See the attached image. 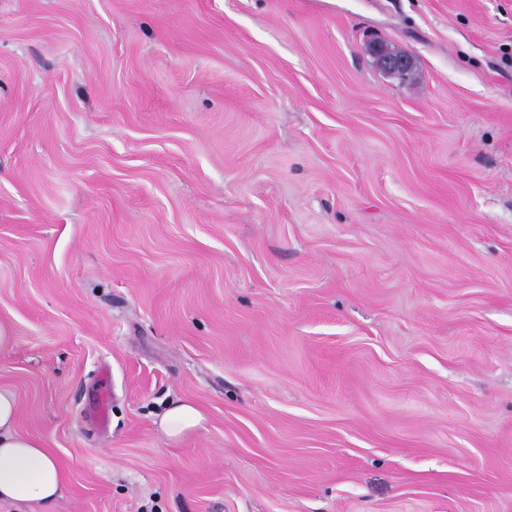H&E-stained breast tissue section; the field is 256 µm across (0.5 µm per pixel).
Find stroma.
I'll return each mask as SVG.
<instances>
[{"instance_id":"obj_1","label":"stroma","mask_w":512,"mask_h":512,"mask_svg":"<svg viewBox=\"0 0 512 512\" xmlns=\"http://www.w3.org/2000/svg\"><path fill=\"white\" fill-rule=\"evenodd\" d=\"M0 321L52 512H512V0H0ZM368 51L377 67L389 75L404 77L413 71V58L403 51L393 50L379 41L371 42ZM203 413L189 401H179L169 405L158 422L160 431L170 440H178L186 433L202 427Z\"/></svg>"}]
</instances>
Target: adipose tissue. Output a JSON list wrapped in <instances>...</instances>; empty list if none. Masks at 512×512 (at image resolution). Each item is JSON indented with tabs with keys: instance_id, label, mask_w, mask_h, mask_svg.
<instances>
[{
	"instance_id": "adipose-tissue-1",
	"label": "adipose tissue",
	"mask_w": 512,
	"mask_h": 512,
	"mask_svg": "<svg viewBox=\"0 0 512 512\" xmlns=\"http://www.w3.org/2000/svg\"><path fill=\"white\" fill-rule=\"evenodd\" d=\"M18 403L14 393L0 387V502L32 512L61 498L65 474L48 448L17 430ZM203 413L189 401L169 405L158 422L171 440L202 427Z\"/></svg>"
}]
</instances>
